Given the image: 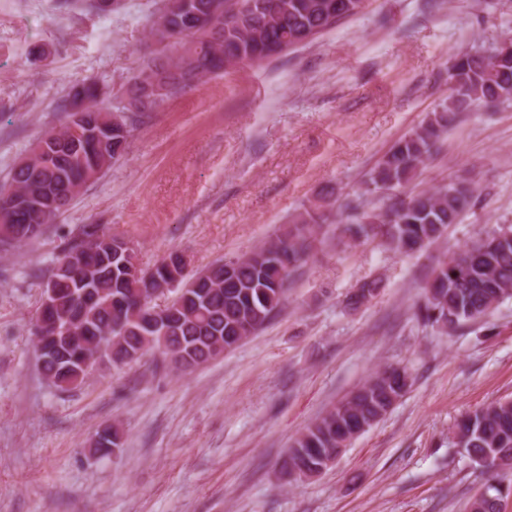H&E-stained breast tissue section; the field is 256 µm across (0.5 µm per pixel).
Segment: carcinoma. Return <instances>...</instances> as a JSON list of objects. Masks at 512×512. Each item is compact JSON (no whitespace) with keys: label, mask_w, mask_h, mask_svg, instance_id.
Here are the masks:
<instances>
[{"label":"carcinoma","mask_w":512,"mask_h":512,"mask_svg":"<svg viewBox=\"0 0 512 512\" xmlns=\"http://www.w3.org/2000/svg\"><path fill=\"white\" fill-rule=\"evenodd\" d=\"M363 0H166L154 26L170 31L167 62L143 65L127 82L125 96L106 102L98 82L86 78L72 87L65 116L41 135L31 166H14L9 188L0 190V248L39 237L81 189L100 180L127 149L131 127L147 112L200 83L207 75L260 66L305 45L362 11ZM160 78L159 100L143 101V84ZM446 102L398 140L372 171L363 192L367 201L342 233L356 241L382 237L395 251L407 252L440 239L470 206L474 190L464 180L415 192L412 184L437 152L448 131L465 112L512 102V53L470 49L452 56ZM83 113L84 122L75 121ZM378 198L373 205L368 198ZM335 203L324 196L304 207L293 222L263 246L236 258L230 269L218 261L208 280L186 277L179 263L160 261L146 278L129 277L121 260H112L117 237L99 224H82L61 249L45 289H53L54 308L41 331L51 333L54 319H74L86 346L112 344V364L140 359L160 348L156 332L138 321L142 305L154 292L179 279L176 296L163 305L175 322L174 339L160 352L171 365V346L183 343L201 363L232 336L244 340L281 308L286 284L306 263L320 229L333 223ZM383 288L380 278L360 284L347 298L356 310ZM512 298V227L497 228L474 244L458 249L439 265L424 285L417 319L445 333L486 317ZM76 361H44L41 375L61 391L82 385ZM412 385L404 367L386 366L346 398L331 406L294 439L280 473L308 478L319 473L322 458L340 447L359 424L380 422L382 412ZM467 435L469 465L487 474L486 498L473 499L468 512H500L502 484L512 475V399L465 413L454 424Z\"/></svg>","instance_id":"1"}]
</instances>
